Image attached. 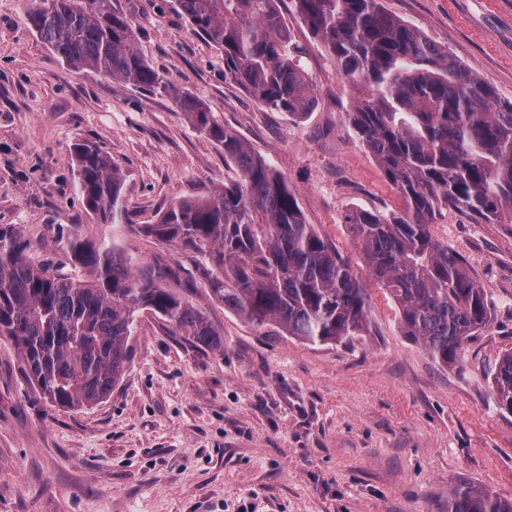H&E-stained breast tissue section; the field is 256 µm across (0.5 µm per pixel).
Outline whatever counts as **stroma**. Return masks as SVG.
<instances>
[{
	"label": "stroma",
	"mask_w": 512,
	"mask_h": 512,
	"mask_svg": "<svg viewBox=\"0 0 512 512\" xmlns=\"http://www.w3.org/2000/svg\"><path fill=\"white\" fill-rule=\"evenodd\" d=\"M112 5L132 20L138 52L263 155L309 223L361 269L345 214L397 211L403 200L348 124L355 89L291 0L279 9L317 97L302 119L260 107L225 78L223 53L174 0ZM382 5L512 100V0ZM81 140L120 168L139 224L236 177L173 97L72 68L32 32L26 0H0V225L20 230L36 262L64 259L65 238L78 234L115 242L141 269L186 264L179 246L86 212L71 153ZM430 229L464 257L492 315L448 367L404 335L398 305L370 279L367 332L313 344L245 322L198 276L181 275L175 290L202 310L220 347L195 346L142 311L123 382L76 410L35 391L0 337V512H448L461 485L512 500V414L490 389L512 349V224L445 208Z\"/></svg>",
	"instance_id": "stroma-1"
}]
</instances>
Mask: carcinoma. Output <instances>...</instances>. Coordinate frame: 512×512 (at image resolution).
Wrapping results in <instances>:
<instances>
[{"label":"carcinoma","mask_w":512,"mask_h":512,"mask_svg":"<svg viewBox=\"0 0 512 512\" xmlns=\"http://www.w3.org/2000/svg\"><path fill=\"white\" fill-rule=\"evenodd\" d=\"M193 30L224 53V74L274 112L305 118L312 78L290 47L278 0H175ZM311 33L359 90L349 124L403 199L390 213L344 216L369 276L397 303L405 335L443 367L491 321L483 288L462 257L432 238L443 207L481 224H512V100L471 75L422 31L380 0H292ZM36 34L75 69H92L150 93H174L192 126L224 150L237 178L221 189L172 201L151 224H135L120 168L102 146L74 144L85 209L105 224L186 251L209 296L258 327L310 343L359 336L366 294L336 246L309 224L288 183L212 112L173 86L136 50L133 22L112 0H28ZM78 278L34 264L11 224L0 225V337L20 352L25 374L51 404L75 409L102 401L123 381L139 311L207 348L219 332L163 272L137 274L122 247L70 236ZM490 386L512 414V351ZM448 512H512L475 487L457 488Z\"/></svg>","instance_id":"carcinoma-1"}]
</instances>
